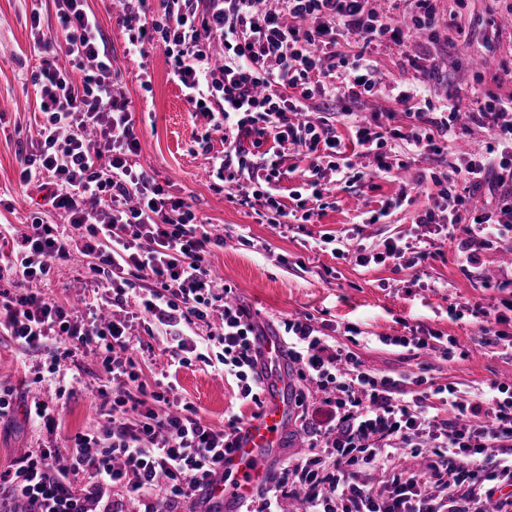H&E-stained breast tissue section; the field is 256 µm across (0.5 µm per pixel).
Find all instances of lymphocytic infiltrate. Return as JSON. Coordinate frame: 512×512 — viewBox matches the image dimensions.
<instances>
[{
  "mask_svg": "<svg viewBox=\"0 0 512 512\" xmlns=\"http://www.w3.org/2000/svg\"><path fill=\"white\" fill-rule=\"evenodd\" d=\"M118 22L129 33L127 53L147 57L163 43L172 75L193 112L221 134L222 154L212 172L242 203L271 212L273 228L298 216L271 188L287 176L280 149L308 155L314 198L323 195L320 175L341 174L340 139L329 118L308 116L315 97H332L344 83L352 97L380 96L402 105L412 122L355 125V143L375 167H402L388 153L389 140L415 150L443 152L472 127L491 140L484 153L451 164L433 178L435 193L416 221L462 226L458 249L466 263L481 267L486 251L512 247V93L485 90L476 108L461 112L450 103L446 116L430 117L419 105L423 87L384 78L367 47L388 38L395 44L435 29L434 0H407L402 16L380 11L376 0H124ZM62 42L45 39L39 14L31 16L34 45L43 57L31 83L45 116L39 141L22 154L19 179L44 192L43 205L63 221L33 214L28 230L12 241L11 258L0 267V334L22 348L53 345L48 365L79 354L98 358L111 377L107 427L75 433L72 463L62 469L52 451L19 459L1 476L24 497L30 512H179L181 505L224 474V451L245 420L230 415L222 429L204 422L197 409L171 388L147 391L129 357L131 320L147 336L162 332L176 344L178 362L216 365L233 378L243 402L263 403L260 352L254 339L263 328L230 287H217L209 257L224 238L199 220L189 203L171 195L137 162L141 143L134 105L121 89V74L86 0H54ZM224 46L215 61L201 32ZM357 35L363 49L337 51L342 33ZM62 51L70 70L53 56ZM81 71L73 79L71 70ZM96 143H89L88 132ZM277 153L258 160L265 142ZM487 190L490 204L466 220L474 192ZM88 257L95 288L83 308L42 292L18 291L17 282L37 284L55 263L73 252ZM141 281L133 289V281ZM119 308L106 320L102 309ZM218 323H210L213 313ZM208 322L197 345L186 330ZM288 356L309 392L296 395L304 415L308 453L289 460L245 512H283V500L302 496L304 512H490L497 490L512 487V387L492 380L485 390L461 396L452 386L427 390L423 377L381 376L356 354L316 327L310 317L283 321ZM435 456L426 470L396 468L397 451ZM86 477L74 487L70 474Z\"/></svg>",
  "mask_w": 512,
  "mask_h": 512,
  "instance_id": "f902f5d3",
  "label": "lymphocytic infiltrate"
}]
</instances>
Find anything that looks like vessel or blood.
Instances as JSON below:
<instances>
[{"instance_id":"1","label":"vessel or blood","mask_w":512,"mask_h":512,"mask_svg":"<svg viewBox=\"0 0 512 512\" xmlns=\"http://www.w3.org/2000/svg\"><path fill=\"white\" fill-rule=\"evenodd\" d=\"M263 363L273 364L274 378L265 383L266 404L257 418L243 427L236 448L224 456V478L207 491L210 503L221 512H241L246 499L254 496L268 477V464L278 450L291 415L284 378L288 361L277 336L258 337Z\"/></svg>"}]
</instances>
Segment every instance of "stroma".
Masks as SVG:
<instances>
[{
	"instance_id": "stroma-1",
	"label": "stroma",
	"mask_w": 512,
	"mask_h": 512,
	"mask_svg": "<svg viewBox=\"0 0 512 512\" xmlns=\"http://www.w3.org/2000/svg\"><path fill=\"white\" fill-rule=\"evenodd\" d=\"M122 72V90L135 104L141 161L171 194L183 197L197 217L214 224L224 235L213 247L211 269L217 280L231 286L237 303L247 308L266 332L276 333L288 317H311L313 323L349 346L364 365L378 374L398 377L412 372L436 386L453 385L473 392L489 380L512 386V354L478 343V319L467 310L474 302L497 303L512 298V264L490 251L488 266L496 270V287L481 285L477 269L467 267L457 250L462 227L452 235L434 225L416 223L427 203L423 192L401 200L402 182L379 177L365 183L364 172L373 160L354 150L345 111L364 117L394 110L392 102L369 96L336 99V131L352 168L347 182L338 184L325 199L313 223L274 229L256 209L228 195L224 183L211 174V158L221 153L219 134H207L183 92L171 76L164 44H155L147 61L128 55L129 33L115 20L112 0H87ZM436 37L421 36L398 46L388 40L371 45L369 52L383 75L418 79L435 112H443L448 93L459 90L462 107L472 106L477 58L483 67V88L512 92V0H436ZM39 10L45 34L56 36L52 0H0V225L13 236L25 232L38 191L21 186L22 150L37 141L44 122L30 77L40 64L30 36L32 10ZM152 76L151 91L137 79L140 64ZM336 238L335 249L325 248L323 235ZM419 247L424 255L406 267L389 259L360 266L356 256L377 249L386 239ZM86 257L73 253L54 265L43 287L62 301L91 296L93 284L85 273ZM437 333L456 339L452 360L435 355L409 358L405 349L382 344L385 336H427ZM46 351L28 352L0 335V384L12 386L18 404L11 418L0 420V472L26 454L53 449L69 454V436L103 428L99 398L87 392L100 370L88 358L63 361L60 371L48 374ZM147 387L171 386L182 401L193 405L212 427L224 426L226 416H250L251 405L241 403L235 383L222 372L195 362L179 365L163 339L153 340L137 360ZM39 392L52 405H61L60 426L50 431L28 421L26 401Z\"/></svg>"
}]
</instances>
